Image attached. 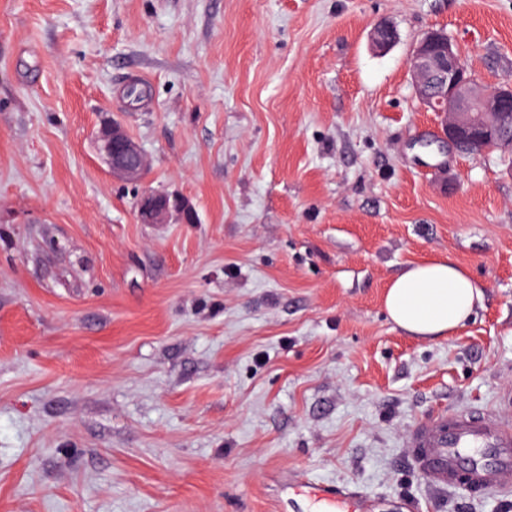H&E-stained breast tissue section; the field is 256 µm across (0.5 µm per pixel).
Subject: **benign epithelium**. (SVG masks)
Here are the masks:
<instances>
[{
  "mask_svg": "<svg viewBox=\"0 0 512 512\" xmlns=\"http://www.w3.org/2000/svg\"><path fill=\"white\" fill-rule=\"evenodd\" d=\"M395 39L389 25H379L372 32V42L380 50ZM410 72L421 104L442 118L441 142L463 154L512 149V137L503 135L504 127L512 121L511 80L493 87L482 84L465 66L457 45L440 29L426 32L418 42ZM96 148L113 178L127 183L142 180L147 157L122 123L104 120ZM136 212L143 224H169L190 216L191 206L178 195L147 190L138 197Z\"/></svg>",
  "mask_w": 512,
  "mask_h": 512,
  "instance_id": "7a95c632",
  "label": "benign epithelium"
}]
</instances>
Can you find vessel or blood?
<instances>
[{
    "label": "vessel or blood",
    "instance_id": "b4317fda",
    "mask_svg": "<svg viewBox=\"0 0 512 512\" xmlns=\"http://www.w3.org/2000/svg\"><path fill=\"white\" fill-rule=\"evenodd\" d=\"M408 446L419 474L436 489L512 490V424L490 411L443 412L420 422ZM307 499L346 512H372L371 501L343 487H309Z\"/></svg>",
    "mask_w": 512,
    "mask_h": 512
}]
</instances>
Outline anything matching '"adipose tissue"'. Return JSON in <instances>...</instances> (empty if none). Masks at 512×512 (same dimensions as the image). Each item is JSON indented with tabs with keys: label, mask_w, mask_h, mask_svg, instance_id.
Wrapping results in <instances>:
<instances>
[{
	"label": "adipose tissue",
	"mask_w": 512,
	"mask_h": 512,
	"mask_svg": "<svg viewBox=\"0 0 512 512\" xmlns=\"http://www.w3.org/2000/svg\"><path fill=\"white\" fill-rule=\"evenodd\" d=\"M484 300V287L452 259L415 264L385 293L389 318L410 336L434 340L455 333Z\"/></svg>",
	"instance_id": "adipose-tissue-1"
}]
</instances>
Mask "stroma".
<instances>
[{
	"instance_id": "35a3bbf8",
	"label": "stroma",
	"mask_w": 512,
	"mask_h": 512,
	"mask_svg": "<svg viewBox=\"0 0 512 512\" xmlns=\"http://www.w3.org/2000/svg\"><path fill=\"white\" fill-rule=\"evenodd\" d=\"M431 28L512 79V0H0V512H290L293 471L373 512H512L405 446L443 411L512 422V164L435 146ZM107 116L139 185L96 153ZM145 189L195 221L140 223ZM445 257L483 305L409 336L384 292ZM96 148L113 178L127 183L142 180L148 167L147 157L122 123L104 120L96 137Z\"/></svg>"
}]
</instances>
